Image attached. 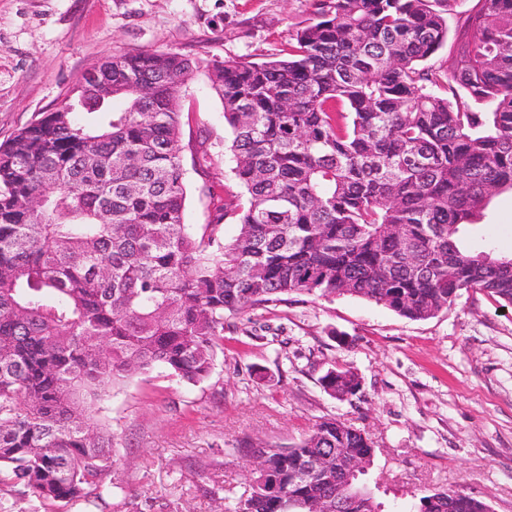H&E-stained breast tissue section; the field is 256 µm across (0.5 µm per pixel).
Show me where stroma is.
Masks as SVG:
<instances>
[{"instance_id": "stroma-1", "label": "stroma", "mask_w": 512, "mask_h": 512, "mask_svg": "<svg viewBox=\"0 0 512 512\" xmlns=\"http://www.w3.org/2000/svg\"><path fill=\"white\" fill-rule=\"evenodd\" d=\"M476 7L454 0L430 66L449 69ZM314 19L312 0H0V143L107 57L185 55L199 63L182 89L185 221L207 223L203 186L239 190L209 63L280 56ZM470 242L512 252L511 192L492 199ZM337 367L359 374L356 397L324 392L321 376ZM95 411L115 437L107 490L56 512H224L250 489L243 442L289 446L331 417L372 439L366 479L383 512L454 487L512 512V307L464 291L414 321L361 297L292 294L227 317L205 381L158 367L108 387Z\"/></svg>"}]
</instances>
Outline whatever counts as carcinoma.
I'll list each match as a JSON object with an SVG mask.
<instances>
[{
    "label": "carcinoma",
    "instance_id": "obj_1",
    "mask_svg": "<svg viewBox=\"0 0 512 512\" xmlns=\"http://www.w3.org/2000/svg\"><path fill=\"white\" fill-rule=\"evenodd\" d=\"M450 2L316 0L282 56L213 61L247 201L209 194L198 228L184 223L189 57L114 55L95 67L112 82L82 76L0 144V486L43 508L100 497L114 448L94 415L102 391L157 366L204 381L226 316L290 293L365 297L411 320L462 291L512 306V254L463 241L512 191V0H478L445 84L423 62L447 42L435 5ZM320 383L339 400L361 389L344 367ZM374 453L334 418L252 447L264 474L226 512H336L349 459ZM358 490L351 512H383L362 477ZM412 509L489 512L459 489Z\"/></svg>",
    "mask_w": 512,
    "mask_h": 512
}]
</instances>
